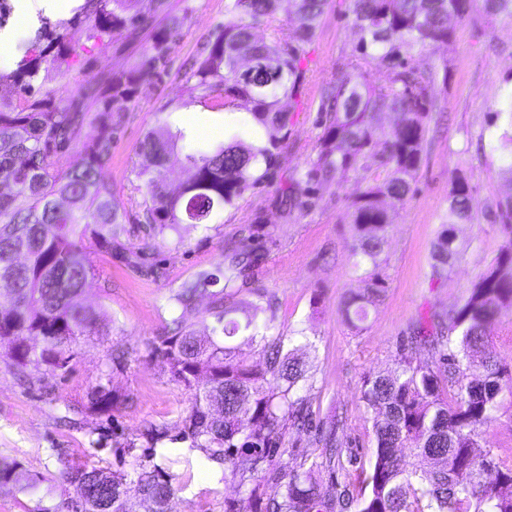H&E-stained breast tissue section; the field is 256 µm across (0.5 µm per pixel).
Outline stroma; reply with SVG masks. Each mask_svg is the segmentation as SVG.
I'll return each mask as SVG.
<instances>
[{"label": "stroma", "mask_w": 512, "mask_h": 512, "mask_svg": "<svg viewBox=\"0 0 512 512\" xmlns=\"http://www.w3.org/2000/svg\"><path fill=\"white\" fill-rule=\"evenodd\" d=\"M172 16L182 18L183 26L169 74L131 104L104 168L117 199L127 205L145 195L133 172L136 148L153 126L156 110L183 94L191 63L224 19V0H169L168 15L156 17L154 27L165 26ZM149 40L145 31L138 39H115L88 53L66 81L68 94L141 62ZM356 43L349 0H327L306 47L308 90L292 116L276 182L246 191L225 208L223 223L166 231L160 246L144 258L162 268V278L141 276L120 254L101 257L103 277L86 288L82 300L102 307L106 316L97 334L75 346L70 368L54 378L51 394L41 390L45 366L29 364L18 376L0 362V460L20 463L37 484L30 494L0 488V512H75L77 494L65 472L75 466L121 469L146 448L143 433L151 426L167 432L150 462L172 477L169 512H224L225 499L238 497L227 465L180 438L193 393L170 380L147 344L171 318L172 288L198 270L227 266L226 244L242 239L253 264L227 303L260 305L259 333L299 349L312 376L311 387L301 394L315 424L337 426L345 461L341 467L322 465L316 433L289 428L274 464L283 471L314 464L315 477L330 495L345 485L361 490L375 447L361 400L364 379L393 368L418 330L447 333L449 311L463 303L503 242L500 224L487 220L481 209L512 194V183L499 173L501 159L491 150L512 125V18L488 17L482 5H474L447 44L415 54L414 65H444L448 74L432 89L435 109L420 170L393 213L381 255L380 300L354 327L345 304L365 284L354 267L348 224L353 181L323 188L308 209L286 205L280 185L304 174L321 133L316 124L321 82L351 59ZM457 174L467 177L480 212L460 227L461 258L434 279L433 243ZM116 349L125 353L118 367L112 364ZM100 383L116 397L106 415L90 407V392Z\"/></svg>", "instance_id": "35a3bbf8"}]
</instances>
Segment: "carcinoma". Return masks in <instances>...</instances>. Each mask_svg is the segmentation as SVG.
I'll return each instance as SVG.
<instances>
[{"label": "carcinoma", "mask_w": 512, "mask_h": 512, "mask_svg": "<svg viewBox=\"0 0 512 512\" xmlns=\"http://www.w3.org/2000/svg\"><path fill=\"white\" fill-rule=\"evenodd\" d=\"M282 0H224V22L213 27L187 79L186 97L176 108L199 106L230 119L228 140L188 147L191 140L157 112L156 125L140 141L133 172L144 181L145 198L126 208L106 180L115 132L145 84L166 73L180 23L153 32L141 67L110 73L69 99L43 95L34 86L47 63L55 79L73 71L87 43L104 47L116 36H133L166 10V0H86L82 18L70 28L46 34L47 44L28 45L21 68L0 76L17 86V102L0 100V353L7 366L32 362L55 374L74 353L80 337L93 333L100 313L80 303L89 282L100 276L95 256L122 250L127 264L146 276L141 263L167 229L179 224H213L224 208L250 188L272 182L280 167L291 113L307 87L302 66L327 0H288L296 27L277 18ZM357 34L356 55L331 73L322 87L327 106L317 151L303 178L282 195L301 208L312 205L315 189L352 175L348 215L367 288L346 304V317L363 322L379 298L380 263L390 215L386 200L403 202L416 180L434 101L433 66L418 68L413 56L448 42L454 25L468 15L472 0H350ZM490 17H512V0H483ZM264 25L273 36L255 29ZM387 72L374 85L366 68ZM392 115L385 125L383 115ZM92 132L84 133L85 127ZM81 161L69 162L71 150ZM181 156L186 178L169 189L167 170ZM474 199L466 178L455 177L448 211L434 245L433 274L459 258L454 226L473 219ZM506 235L497 256L472 283L464 303L448 314V335L418 336L396 368L365 379L361 399L371 413L376 449L364 492L346 488L332 498L299 465L282 472L273 465L288 423L312 427L299 390L308 380L304 361L283 351L281 339L250 332L258 307L241 324L225 306L239 276L252 266L242 249L224 269L202 270L173 290V316L149 344L172 381L193 392L181 433L208 457L231 468L242 496L225 501V512H512V464L484 445L485 429L512 404V370L486 347V329L512 310V195L495 204ZM137 232L138 250L125 252L122 238ZM224 287L211 290L219 281ZM209 299L211 324L195 328L193 318ZM263 342L265 361L251 366L239 358L244 346ZM428 358H419L421 352ZM95 410H112V389L90 392ZM167 432L151 428V446L133 457L131 471L72 468L65 477L82 512L105 503L106 512H136L128 485L136 484L152 512H168L174 491L168 475L151 469L152 444ZM410 450L405 459L402 449ZM30 487L19 463L0 464V488Z\"/></svg>", "instance_id": "carcinoma-1"}]
</instances>
